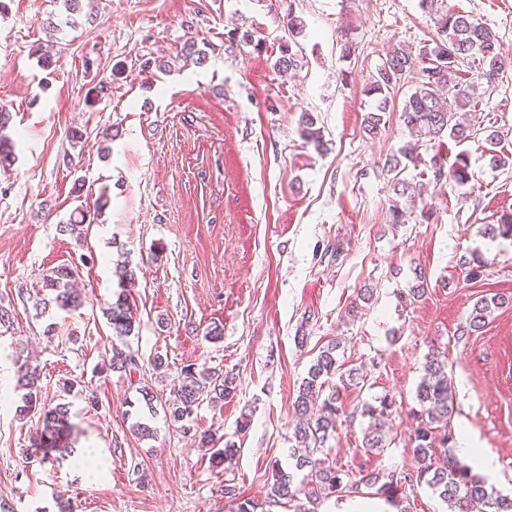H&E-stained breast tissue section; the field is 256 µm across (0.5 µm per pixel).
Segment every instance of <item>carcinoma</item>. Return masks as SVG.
<instances>
[{"label":"carcinoma","mask_w":512,"mask_h":512,"mask_svg":"<svg viewBox=\"0 0 512 512\" xmlns=\"http://www.w3.org/2000/svg\"><path fill=\"white\" fill-rule=\"evenodd\" d=\"M423 10L434 11L437 38L422 46L418 54L394 47L386 53L385 60L375 75L370 77L369 91L382 95L378 105L364 118V129L377 135L383 123V113L387 111L388 92L395 89L402 79L415 68H420L421 80L404 101L401 117L410 130L412 140L407 142L398 153L387 160V171L401 174L403 163L416 164L423 143L439 140L443 135L462 142L472 135L471 126L453 121L454 115L447 110L443 93H448L457 104L458 110L465 112L473 104V97L463 87L459 65L472 60L483 66V78L495 83L499 76L500 44L496 34L485 24L471 15L454 8L437 9L434 0H420ZM300 125L305 139L316 148L323 147L320 130L314 128V117L309 112L300 116ZM495 165L512 166V153L499 149L500 138L491 131L485 138ZM433 180L442 186L449 183H463L469 179L468 164L465 157L457 155L446 165L440 161L432 165ZM87 212L81 210L69 223L60 226L80 240L83 238V224ZM485 234L491 237L512 238V212L503 213L497 224H488ZM78 267L60 265L43 274V288L50 291L49 296L35 302L36 316H44L52 308L76 310L83 304L82 296L73 288ZM120 291L115 299L107 304L104 315L112 329V335L123 343L113 346L111 356L104 359L99 372H119L131 376L140 372L138 353L126 344V338L135 334V318L132 312L129 294L125 287L134 282L135 269L127 261L115 267ZM504 304L498 297L481 298L473 305L466 319L462 334L469 336L486 325L493 309ZM335 342L320 352L298 389L293 409L299 416L294 427V440L302 453L295 456L296 468L309 469L311 489L296 486L293 476L273 465V481L267 489L263 503L245 499L237 503L236 512H257L266 506H282L304 495L308 499L331 498L342 493L353 492L354 487L362 483L376 490V494L385 497L391 503L397 502L399 483L425 484L432 489L448 506V512H512V496L503 495L489 486L480 476L474 474L453 454L445 455L443 460L436 459V431L443 430L441 447L450 446L453 441L449 427L454 411V397L451 380L448 376V364L438 356L432 355L424 364V375L416 390V399L421 406L424 419L418 422L411 434L413 457L417 463L416 471L397 476L394 472H371L356 483L344 479L336 467L329 465L319 457L328 437L336 430L337 418L343 413L341 389L348 388L358 380L359 373L352 368L339 373ZM339 374L342 388L335 389L314 409L323 387V377ZM236 377L216 369L197 368L193 364L184 366L178 375L176 398L163 407L165 415L174 423L181 424L183 430H191L190 422L195 408L200 404L202 389H207L208 401L213 407L224 406V400L236 394ZM18 385L22 394L21 405L17 407L19 415L25 417L31 413L38 415V427L32 438V446L43 449L42 459L59 461L74 457L76 449L69 443L74 428L71 422V405L59 402L53 406L45 403L41 386V369L28 361L20 365ZM395 399L386 394L379 398L378 404L365 405L363 414L369 417V425L363 431L362 447L368 451H377L386 446V434L383 425L392 414ZM238 452L233 443L212 452V463L219 467L233 459Z\"/></svg>","instance_id":"carcinoma-1"}]
</instances>
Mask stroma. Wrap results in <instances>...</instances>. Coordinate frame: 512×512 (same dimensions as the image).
<instances>
[{
	"label": "stroma",
	"instance_id": "1",
	"mask_svg": "<svg viewBox=\"0 0 512 512\" xmlns=\"http://www.w3.org/2000/svg\"><path fill=\"white\" fill-rule=\"evenodd\" d=\"M445 3L497 34L500 75L490 84L478 65L463 64L478 99L474 132L424 145L403 177L425 189L409 197L394 193L385 161L410 139L399 110L417 75L391 93L395 109L376 136L363 119L378 102L367 89L386 52L419 49L435 34L419 0H85L72 27L62 0H0V104L11 112L5 133L16 154L0 169V303L13 314L0 328V390L9 396L0 405V500L15 512H58L62 500L72 512H236L238 499L264 501L273 464L295 482L307 478L289 456L292 403L334 340L338 362L364 375L342 392L337 431L323 448L330 464L353 481L415 468L416 389L434 353L454 386L452 429L470 428L497 461L494 486L512 494V240L484 233L512 210V167L495 166L485 143L494 129L512 152V0ZM292 14L303 22L301 63L284 77L273 64ZM51 16L59 31L43 28ZM234 27L254 42L228 43ZM190 35L204 64L181 54ZM346 39L355 47L348 58ZM40 47L51 49V69L40 67ZM155 59L171 72L153 68ZM105 77L108 95L87 99ZM304 111L324 149L302 137ZM74 127L85 133L77 144ZM461 152L470 181L430 186L433 157L450 163ZM103 192L109 205L84 241L60 232ZM395 204L407 223H390ZM124 254L140 266L129 289L135 379L94 371L116 342L102 310ZM478 256L483 272L468 278L461 263ZM62 264L78 267L86 303L36 316L42 275ZM419 270L426 294L404 302ZM364 288L370 301L358 298ZM496 295L505 303L486 326L461 335L474 303ZM217 324L223 338L214 343L207 334ZM29 355L48 402L65 399L68 378L93 390L97 407L70 399L71 442L108 469L27 463L38 419L19 418L15 385L17 362ZM157 356L165 373L152 368ZM190 363L236 376L234 398L220 408L201 402L192 432L160 411L146 418L152 436L132 434L140 384L172 399ZM385 394L396 400L389 444L368 452L363 408ZM199 430L215 432L217 445L235 442L238 455L213 468ZM228 484L236 498L225 497Z\"/></svg>",
	"mask_w": 512,
	"mask_h": 512
}]
</instances>
